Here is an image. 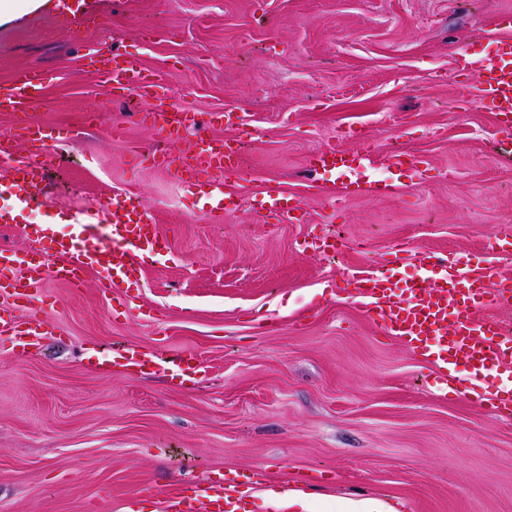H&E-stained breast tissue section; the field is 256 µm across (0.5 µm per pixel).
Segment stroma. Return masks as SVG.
I'll return each mask as SVG.
<instances>
[{"label":"stroma","mask_w":512,"mask_h":512,"mask_svg":"<svg viewBox=\"0 0 512 512\" xmlns=\"http://www.w3.org/2000/svg\"><path fill=\"white\" fill-rule=\"evenodd\" d=\"M512 0H70L68 8L0 27V83L25 68L45 77L32 121L59 142L25 140L0 157H38L48 194L0 248L46 265L55 257L25 224L134 190L172 243L166 264L143 259L125 293L94 276L45 284L52 325L39 350L0 348V512H125L145 485L164 495L222 472L263 488H298L310 512L378 499L398 512H512V415L438 395L436 368L383 335L348 298L356 270L411 243L512 271L488 251L512 227V155L475 75L453 76L460 47L484 55ZM123 53L165 79L169 101L200 113L232 109L245 130L239 210L209 214L207 188L139 164L154 142V99L113 93L82 67ZM96 126L81 129L83 113ZM355 127L374 138L369 176L392 193L333 208L305 201L304 223L264 220L267 187L310 184L309 151ZM419 157L390 167L394 148ZM336 235L338 258L313 247ZM124 343L201 363L194 386L164 373L107 372L91 355Z\"/></svg>","instance_id":"obj_1"}]
</instances>
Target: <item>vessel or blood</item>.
<instances>
[{"instance_id":"b4317fda","label":"vessel or blood","mask_w":512,"mask_h":512,"mask_svg":"<svg viewBox=\"0 0 512 512\" xmlns=\"http://www.w3.org/2000/svg\"><path fill=\"white\" fill-rule=\"evenodd\" d=\"M98 65L108 74L113 88H134L151 96L161 87L156 76L145 74L137 62L122 55L99 59ZM456 68L476 74L482 100L496 113L503 139L512 142V34L503 30L494 40L493 51L477 60L471 59L467 49H460ZM43 95L41 72L19 71L10 84H0V112L28 114L42 102ZM150 118L157 137L168 145L199 123L197 114L164 102ZM343 136L360 140V150L327 144L309 155L307 170L334 174L336 199L340 202L360 195L388 194L389 184L363 176L377 160L368 134L350 128ZM139 156L171 173L182 185L208 186L211 212L230 215L237 210V198L228 185L247 180L248 175L239 165L235 141L216 140L201 133L187 151L168 149L158 154L143 150ZM9 181L19 189L24 201L46 194V173L38 161L16 162ZM102 210L111 215V224H99L98 213ZM260 210L264 218L296 222L302 206L300 201H289L282 191L270 189ZM23 231L57 256L59 262L49 267L28 260L25 254L0 249V296L10 299L16 308L37 300L50 277L78 287L84 274L90 273L105 290L119 291L140 278L143 255L161 257L168 251L151 221L145 200L132 190L100 203L98 212L72 215L68 233H57L48 224H27ZM410 254L421 264L424 277L390 276V269L398 267ZM384 264L385 272H358L347 280L348 294L361 312L383 334L399 338L416 353L434 357L446 370L462 374V382L453 388L447 379L437 380L438 391L451 388L482 408L512 412V331L492 316L493 311L512 306V276L462 256L415 250L408 244L388 252ZM48 332L47 320L37 316L20 320L11 314L0 315V341L9 342L18 354L33 352ZM104 366L141 376L163 367L170 376L192 384L202 378L201 366L193 355L161 358L136 345L125 347L119 359L105 361ZM244 508L229 480L217 477L199 486L193 496L170 493L160 512H243Z\"/></svg>"}]
</instances>
